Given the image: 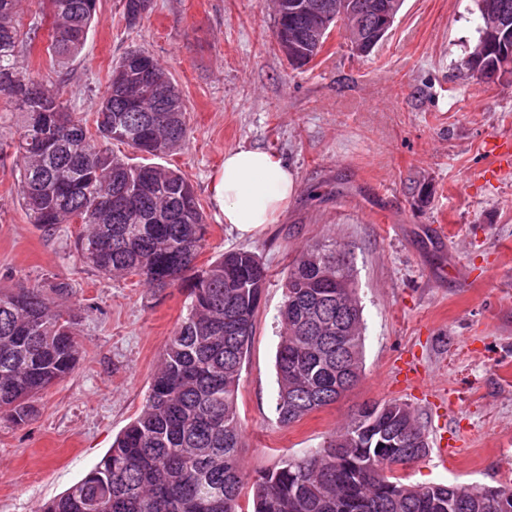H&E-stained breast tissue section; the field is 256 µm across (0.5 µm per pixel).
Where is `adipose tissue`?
Wrapping results in <instances>:
<instances>
[{
  "label": "adipose tissue",
  "instance_id": "1",
  "mask_svg": "<svg viewBox=\"0 0 512 512\" xmlns=\"http://www.w3.org/2000/svg\"><path fill=\"white\" fill-rule=\"evenodd\" d=\"M299 191L293 170L280 156L251 146L226 151L214 179L213 201L225 223L250 235L276 223Z\"/></svg>",
  "mask_w": 512,
  "mask_h": 512
}]
</instances>
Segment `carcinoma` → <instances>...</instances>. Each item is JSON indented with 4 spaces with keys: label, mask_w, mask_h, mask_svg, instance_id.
<instances>
[{
    "label": "carcinoma",
    "mask_w": 512,
    "mask_h": 512,
    "mask_svg": "<svg viewBox=\"0 0 512 512\" xmlns=\"http://www.w3.org/2000/svg\"><path fill=\"white\" fill-rule=\"evenodd\" d=\"M21 0H0V94L18 120L10 142L18 194L31 223L52 230L79 224L77 257L110 278L140 277L151 288L188 292L180 326L169 337L145 404L104 456L65 493L36 512H242L243 487L252 512H512V487L467 483L413 486L394 475L428 454L426 430L406 403L362 406L324 444L254 476L240 467L238 390L268 271L252 250H230L195 268L208 224L193 185L155 164L133 165L103 141L149 155L169 152L188 135L187 106L170 73L145 51L129 49L112 66L90 134L70 110L65 80H32L18 62L21 47L39 38L40 23L24 30ZM50 19L47 52L59 65L83 48L98 20L99 0H42ZM403 0H350L341 25L365 30L377 7L397 16ZM128 26L152 10V0H121ZM473 50L460 63L464 77L489 82L512 74V55L488 45L512 35V0H479ZM319 39L307 35L311 24ZM336 17L320 23L288 12L276 36L288 32L301 68L322 50ZM163 83L168 101L128 108L141 71ZM42 114L41 119L34 114ZM276 353L275 413L288 427L335 403L361 378L364 323L350 250L331 238L305 248L284 281ZM0 290V419L23 425L37 396L66 378L80 351L69 284ZM402 429L417 447L381 444Z\"/></svg>",
    "instance_id": "obj_1"
}]
</instances>
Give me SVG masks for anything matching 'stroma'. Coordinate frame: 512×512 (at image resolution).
<instances>
[{"label": "stroma", "mask_w": 512, "mask_h": 512, "mask_svg": "<svg viewBox=\"0 0 512 512\" xmlns=\"http://www.w3.org/2000/svg\"><path fill=\"white\" fill-rule=\"evenodd\" d=\"M477 0H404L387 38L354 55L342 30L296 68L281 55L273 0H154L136 27L120 0L69 62L67 100L94 120L113 64L128 49L168 69L187 105L188 140L153 157L111 142L126 161L179 170L209 224L195 265L228 250L258 252L268 281L239 385L248 473L322 445L363 404H409L430 452L405 483L512 485V176L474 180L493 143L512 140V75L485 84L458 66L473 49ZM278 154L300 191L276 223L242 238L212 201L225 151ZM16 168L0 159V289L70 284L80 354L39 397L35 419L0 421V512H35L81 480L138 415L162 349L186 312L183 288L111 280L79 261L80 227L47 233L19 202ZM447 225L440 234L438 225ZM349 244L365 322L364 372L335 404L281 426L274 411L282 282L306 246ZM458 266L477 273L462 284ZM416 365L426 389L402 382ZM461 448L445 463L447 435Z\"/></svg>", "instance_id": "1"}]
</instances>
